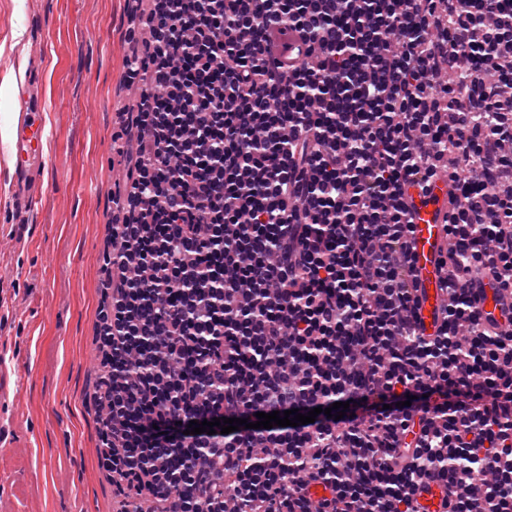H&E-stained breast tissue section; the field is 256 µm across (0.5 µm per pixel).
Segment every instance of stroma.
Here are the masks:
<instances>
[{
    "label": "stroma",
    "mask_w": 512,
    "mask_h": 512,
    "mask_svg": "<svg viewBox=\"0 0 512 512\" xmlns=\"http://www.w3.org/2000/svg\"><path fill=\"white\" fill-rule=\"evenodd\" d=\"M126 0H0V79L38 75V206L22 213L0 157V512H112L100 472L93 327L112 208V117Z\"/></svg>",
    "instance_id": "stroma-1"
}]
</instances>
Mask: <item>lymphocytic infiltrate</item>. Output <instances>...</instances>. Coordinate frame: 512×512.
<instances>
[{"label": "lymphocytic infiltrate", "instance_id": "lymphocytic-infiltrate-1", "mask_svg": "<svg viewBox=\"0 0 512 512\" xmlns=\"http://www.w3.org/2000/svg\"><path fill=\"white\" fill-rule=\"evenodd\" d=\"M127 22L94 330L116 512H417L431 482L445 512H512V0H133ZM276 30L299 35L280 60ZM440 175L426 335L404 196Z\"/></svg>", "mask_w": 512, "mask_h": 512}]
</instances>
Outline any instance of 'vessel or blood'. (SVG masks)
Here are the masks:
<instances>
[{
	"label": "vessel or blood",
	"mask_w": 512,
	"mask_h": 512,
	"mask_svg": "<svg viewBox=\"0 0 512 512\" xmlns=\"http://www.w3.org/2000/svg\"><path fill=\"white\" fill-rule=\"evenodd\" d=\"M42 97L34 85L21 93L20 118L12 145L16 170L15 199L18 208L30 211L38 205V187L44 166L43 138L45 133ZM451 187L447 178L435 179L428 190L411 185L407 202L411 219L413 263L419 283V315L425 329H432L434 317L444 302L441 291L439 258L445 245L444 216L448 210Z\"/></svg>",
	"instance_id": "1"
}]
</instances>
